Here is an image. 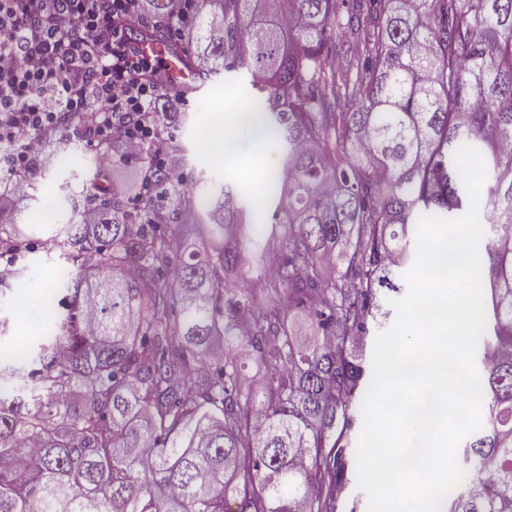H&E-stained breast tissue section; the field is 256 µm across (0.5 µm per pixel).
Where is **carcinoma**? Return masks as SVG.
I'll return each mask as SVG.
<instances>
[{"mask_svg": "<svg viewBox=\"0 0 512 512\" xmlns=\"http://www.w3.org/2000/svg\"><path fill=\"white\" fill-rule=\"evenodd\" d=\"M196 0L183 48L166 0L137 36L183 50L192 97L243 72L249 111L284 149L265 184L273 223L229 186L196 208L202 248L155 224L187 188L160 172L144 222L107 189L91 226L53 247L73 268L47 330L0 367V512H336L344 440L372 370L366 338L423 215L470 207L454 161L487 166L479 217L491 323L479 341L481 426L446 512H512V0ZM9 267L35 252L0 231ZM237 268L254 281H224ZM315 334L301 343L289 321ZM224 354H213L215 339ZM255 368L246 383L245 370ZM234 502L237 509L229 510Z\"/></svg>", "mask_w": 512, "mask_h": 512, "instance_id": "cac0c4a2", "label": "carcinoma"}]
</instances>
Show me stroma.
Masks as SVG:
<instances>
[{
  "label": "stroma",
  "instance_id": "stroma-1",
  "mask_svg": "<svg viewBox=\"0 0 512 512\" xmlns=\"http://www.w3.org/2000/svg\"><path fill=\"white\" fill-rule=\"evenodd\" d=\"M249 91L247 76L231 74L211 83L196 99L169 104L170 110L180 115L179 128L173 133L172 143L185 156L182 175L186 183L194 191H208L215 195L223 185H230L238 206L247 211L252 208L253 187L264 179L270 162L269 154L244 149L236 162L225 163L213 155L200 153L198 143L219 121L226 124L225 136H232V115L245 109ZM74 140V135L66 129L59 130L52 137L48 147L50 159L35 177L33 195L20 203L23 213L16 230L38 247L27 261L24 276L50 279L66 267L58 252L48 253L43 249L47 233L39 224L40 198L51 194L63 199L69 197L82 208L101 185L108 186L123 200L132 197L131 186L113 182L112 171L117 168L135 172L140 166L138 160L115 156L105 164L100 162L98 154L88 149H73ZM43 320V310L32 303L30 294L13 287L11 282H0V322L5 325L6 335L32 336L40 331Z\"/></svg>",
  "mask_w": 512,
  "mask_h": 512
}]
</instances>
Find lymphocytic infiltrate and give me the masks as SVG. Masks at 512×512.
Masks as SVG:
<instances>
[{
  "instance_id": "1",
  "label": "lymphocytic infiltrate",
  "mask_w": 512,
  "mask_h": 512,
  "mask_svg": "<svg viewBox=\"0 0 512 512\" xmlns=\"http://www.w3.org/2000/svg\"><path fill=\"white\" fill-rule=\"evenodd\" d=\"M145 0H0V207L22 200L59 129L100 155L140 160L134 202L150 169L182 161L156 123L168 80L129 43Z\"/></svg>"
}]
</instances>
